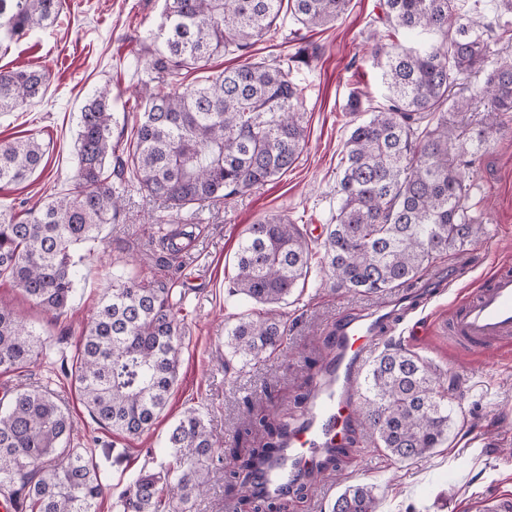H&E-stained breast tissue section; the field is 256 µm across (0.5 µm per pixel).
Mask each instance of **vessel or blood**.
Segmentation results:
<instances>
[{"mask_svg": "<svg viewBox=\"0 0 512 512\" xmlns=\"http://www.w3.org/2000/svg\"><path fill=\"white\" fill-rule=\"evenodd\" d=\"M378 320L374 312L337 324L335 352L327 367L311 378L306 414L253 482L264 495H279L291 482L325 470L345 446L357 417L353 383L381 338ZM453 330L486 348L511 337L512 272L494 270L486 284L467 294L453 317Z\"/></svg>", "mask_w": 512, "mask_h": 512, "instance_id": "b4317fda", "label": "vessel or blood"}]
</instances>
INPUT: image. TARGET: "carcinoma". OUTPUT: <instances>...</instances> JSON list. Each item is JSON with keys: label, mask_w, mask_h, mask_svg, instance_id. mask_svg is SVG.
<instances>
[{"label": "carcinoma", "mask_w": 512, "mask_h": 512, "mask_svg": "<svg viewBox=\"0 0 512 512\" xmlns=\"http://www.w3.org/2000/svg\"><path fill=\"white\" fill-rule=\"evenodd\" d=\"M64 0H0V46L53 25ZM350 0H164L162 21L142 83L144 102L133 144L114 136L112 89L94 91L79 116L77 164L67 192L29 211L24 221L0 209V277L43 312L62 316L75 294L80 244L101 240L135 185L163 209L196 214L263 185L291 168L306 141L304 89L281 63L244 62L221 71L208 63L245 56L283 11L306 28L335 23ZM373 54L387 104L354 123L337 182L338 206L321 243L324 272L336 289L384 294L413 288L443 253L478 239L463 170L512 112V56L491 48V34L512 28V0H497L488 19L480 0H382ZM404 31L432 37L417 47L386 37ZM486 73L468 96H452L460 77ZM195 73L190 85L179 82ZM45 69L0 71V114L43 97ZM483 106L482 118L471 112ZM34 137L0 143V184H20L40 167ZM117 170H112V161ZM312 250L298 225L280 216L249 225L239 242L229 293L262 305L288 303L306 280ZM224 367L256 366L283 349L288 322L240 314L224 331ZM182 333L173 288L130 273L112 281L82 331L71 376L95 423L137 436L167 407L176 381ZM47 355L46 339L14 309L0 305V371ZM358 415L369 442L399 462L430 454L448 440L455 396L442 374L397 342L369 364L359 386ZM75 423L46 385L0 399V493L14 512H98L115 496V512H192L216 463L233 460L229 477L248 488L257 463L288 435L289 422L249 419L218 453L202 415L186 409L166 438L172 464L139 474L118 494L84 448ZM373 487L350 485L331 512H377Z\"/></svg>", "instance_id": "1"}]
</instances>
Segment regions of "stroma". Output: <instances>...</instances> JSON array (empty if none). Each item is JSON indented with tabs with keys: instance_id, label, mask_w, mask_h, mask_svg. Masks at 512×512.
Wrapping results in <instances>:
<instances>
[{
	"instance_id": "obj_1",
	"label": "stroma",
	"mask_w": 512,
	"mask_h": 512,
	"mask_svg": "<svg viewBox=\"0 0 512 512\" xmlns=\"http://www.w3.org/2000/svg\"><path fill=\"white\" fill-rule=\"evenodd\" d=\"M379 3L351 0L348 13L329 27L308 29L288 15L255 44L253 60L287 62L292 78L304 87L306 145L279 177L228 203L206 207L191 236L183 239L182 252H169L160 242L158 224L169 218V211L134 190L121 216L103 226V242L81 264L74 298L58 321H47L11 281L0 278V303L35 322L50 348L48 359L0 374V396L50 382L73 415L75 445L92 449L101 474L115 488L168 461L166 437L185 409H199L217 445H228L248 415L292 410L294 396L314 373L309 356L324 349L336 324L405 307V290L382 297L337 292L324 285L319 265H312L303 294L283 308L287 349L258 367L224 371L226 323L256 308L228 292L239 239L248 225L280 215L305 226L312 247H319V236L336 213L338 172L353 127L347 102L355 95L370 109L385 101L368 39V23L379 13ZM162 5V0H66L53 27L0 49L2 70L44 66L51 73L41 100L0 115V141L33 136L45 151L26 182L0 185V204L21 216L68 189L76 167L80 111L97 88L111 86L112 110L117 122H124L147 78L146 62L154 49L150 33L160 22ZM466 175L473 185L470 203L484 232L450 251L423 277L427 296L388 332L432 369L458 378L463 396L454 406L447 442L423 459L401 463L368 446L361 427H354L349 454L338 469L313 478L308 492L288 497L282 512H329L336 496L357 484L374 487L378 512H478L480 502L512 496V342L485 351L456 341L448 331L459 301L493 267L512 269V117ZM132 272L172 283L184 337L166 410L150 430L126 437L92 420L60 367L73 360L83 325L113 277ZM193 512H252V504L238 486L225 481L219 464L211 473L209 492L196 501Z\"/></svg>"
}]
</instances>
